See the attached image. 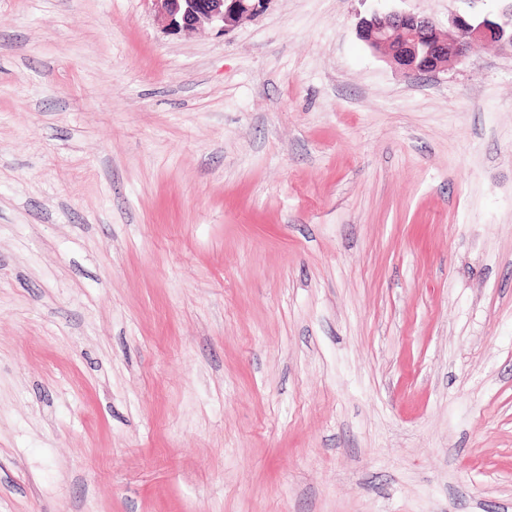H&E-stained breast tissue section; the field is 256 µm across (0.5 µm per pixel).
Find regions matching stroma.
Listing matches in <instances>:
<instances>
[{"label":"stroma","instance_id":"1","mask_svg":"<svg viewBox=\"0 0 512 512\" xmlns=\"http://www.w3.org/2000/svg\"><path fill=\"white\" fill-rule=\"evenodd\" d=\"M511 11L0 0V512H512ZM174 33H190L202 24L226 33L263 11L269 0H151ZM454 23L464 33L463 39L443 36L429 18L415 14H374L364 19L360 28L373 50L383 51L408 75L461 65L475 44L509 45L512 49V11L502 22L457 17Z\"/></svg>","mask_w":512,"mask_h":512}]
</instances>
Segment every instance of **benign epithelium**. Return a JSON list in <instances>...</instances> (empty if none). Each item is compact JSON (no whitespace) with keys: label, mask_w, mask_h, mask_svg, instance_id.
I'll list each match as a JSON object with an SVG mask.
<instances>
[{"label":"benign epithelium","mask_w":512,"mask_h":512,"mask_svg":"<svg viewBox=\"0 0 512 512\" xmlns=\"http://www.w3.org/2000/svg\"><path fill=\"white\" fill-rule=\"evenodd\" d=\"M154 9L174 33H190L210 24L223 33L235 29L263 11L269 0H152ZM461 39L443 36L427 17L415 14H374L361 22L364 40L408 75L452 69L462 64L475 44L512 47V13L497 22L458 17Z\"/></svg>","instance_id":"benign-epithelium-1"}]
</instances>
